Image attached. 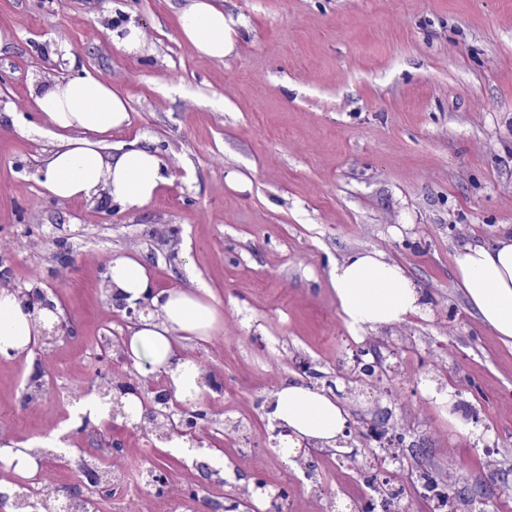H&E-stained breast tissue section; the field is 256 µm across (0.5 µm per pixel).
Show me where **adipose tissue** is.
<instances>
[{
	"label": "adipose tissue",
	"instance_id": "obj_1",
	"mask_svg": "<svg viewBox=\"0 0 512 512\" xmlns=\"http://www.w3.org/2000/svg\"><path fill=\"white\" fill-rule=\"evenodd\" d=\"M178 23L201 56L220 61L233 48L222 0H188ZM32 97L58 138L42 169V184L57 199L104 198L127 210L141 209L171 183L158 150L133 141L107 153L104 135L129 122L127 100L110 80L81 68L39 87ZM454 272L482 323L502 342L512 343V225H503L493 244L458 250ZM103 277L114 304L147 306L124 340L132 365L163 374L178 402H198L207 388L204 371L180 354L178 342L206 340L222 330L224 314L209 288H156L142 260L120 253ZM329 283L348 326L357 331L396 325L424 310L406 270L378 251L350 253L331 267ZM61 322L54 300L31 305L19 293L0 289V355H32L42 333ZM267 416L284 429V451L290 456L307 443L337 447L348 424V412L335 397L294 382L274 393Z\"/></svg>",
	"mask_w": 512,
	"mask_h": 512
}]
</instances>
